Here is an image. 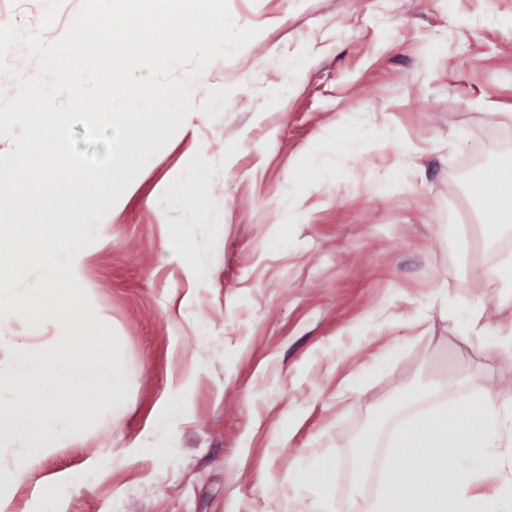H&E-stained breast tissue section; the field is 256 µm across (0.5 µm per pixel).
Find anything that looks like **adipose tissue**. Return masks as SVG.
<instances>
[{"instance_id": "adipose-tissue-1", "label": "adipose tissue", "mask_w": 512, "mask_h": 512, "mask_svg": "<svg viewBox=\"0 0 512 512\" xmlns=\"http://www.w3.org/2000/svg\"><path fill=\"white\" fill-rule=\"evenodd\" d=\"M159 189L169 203L191 209L198 223L210 222V201L201 183L169 179ZM457 388L452 377L437 382L438 405L403 430L372 512H468L474 488L492 474L503 477L494 499L496 512H512V460L497 452L512 397H474L471 422L453 429L440 420L455 409Z\"/></svg>"}]
</instances>
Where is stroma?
<instances>
[{"label": "stroma", "mask_w": 512, "mask_h": 512, "mask_svg": "<svg viewBox=\"0 0 512 512\" xmlns=\"http://www.w3.org/2000/svg\"><path fill=\"white\" fill-rule=\"evenodd\" d=\"M228 4L257 34L195 89L230 90L225 109L192 113L86 250L125 405L26 472L0 458L19 473L6 512H315L321 495L347 512L362 451L396 441L430 382L512 392V356L490 349L512 331L492 273L512 223L479 193L512 168V0ZM23 8L51 43L80 5ZM317 146L328 172L308 185ZM171 177L204 184L213 223L169 206ZM465 309L485 326L467 342Z\"/></svg>", "instance_id": "obj_1"}]
</instances>
